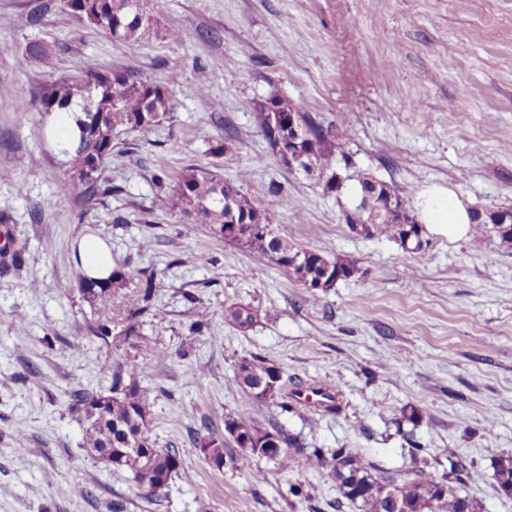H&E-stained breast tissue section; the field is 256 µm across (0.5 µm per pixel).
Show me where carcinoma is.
<instances>
[{
    "label": "carcinoma",
    "mask_w": 512,
    "mask_h": 512,
    "mask_svg": "<svg viewBox=\"0 0 512 512\" xmlns=\"http://www.w3.org/2000/svg\"><path fill=\"white\" fill-rule=\"evenodd\" d=\"M67 7L116 40L138 42L150 37L153 0H67ZM174 83L173 77L160 84L141 79L133 69H103L90 60L76 72L44 85L40 102L45 114H72L78 133L73 150L65 152L70 175L58 183L59 194L89 200L120 192L117 187L105 185L102 178L104 165L122 156V152L114 149V138L121 131L147 133L157 125L172 110ZM272 111L286 115L290 111L297 112V108L286 99L277 100L272 108L260 105L258 123L269 143L278 135L288 134L287 127L271 122ZM298 116L300 150L309 154L315 174L325 188L331 190L339 150L350 140L351 130L327 125L316 113L298 112ZM235 150L234 138L229 135L210 143L208 152L218 156ZM219 180V175L198 166L185 168L171 189L165 186L163 178L157 177L159 206L195 217L221 239L229 215L259 217L260 225H237V243L269 258L293 277L306 288L310 302L318 301L320 294L333 287L335 276L344 280L357 274L358 267L353 261L330 260L320 249H304L264 231L272 224L270 211L235 185H221ZM349 209L354 215H344V223L351 233L363 238L391 237L405 248L422 247V225L405 200L385 183H378L369 204L361 207L356 201ZM472 231L471 244L476 248L496 238L500 246L512 249V210L475 212ZM24 253V248L13 245L0 249L5 257L0 266L5 270L21 268ZM225 317L234 326L246 330L257 321L259 311L248 305L232 304L225 310ZM104 371L112 374L108 392L79 390L73 393V402L82 407L87 421L84 446L106 465L128 470L139 489L155 493L167 485L172 474L179 473V461L176 453L155 447L152 440L151 404L146 390L137 382V378L145 375L146 367L128 366L127 384L122 374L111 373L110 367H104ZM234 379L251 399L274 404L283 412L292 410L282 394V370L266 359L253 355L240 360ZM235 430L251 441L256 437L261 440L273 437L275 450L270 453L247 449L242 444L238 448L272 461L280 471L295 470L294 449L300 447L298 437L278 424L267 428L244 414L224 420V438L198 432L192 441L220 470L234 463V459L224 457V440ZM304 456L303 468L328 471L340 495L337 504H346L358 512H481L479 503L465 488L468 463L462 458L449 460V468L438 472L432 470L426 459L415 457L410 473L402 475L366 463L347 448H314ZM494 478L499 490L512 496V454L494 455Z\"/></svg>",
    "instance_id": "cac0c4a2"
}]
</instances>
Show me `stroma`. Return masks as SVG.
Here are the masks:
<instances>
[{
    "label": "stroma",
    "mask_w": 512,
    "mask_h": 512,
    "mask_svg": "<svg viewBox=\"0 0 512 512\" xmlns=\"http://www.w3.org/2000/svg\"><path fill=\"white\" fill-rule=\"evenodd\" d=\"M31 12L38 23L21 25ZM154 16L181 39L120 42L64 0H0V235L26 247L22 268L0 274V512H334L326 472L306 471L298 499L288 492L293 472L235 443L226 446L233 464L204 459L192 434L223 435L225 418L241 413L285 425L304 448H347L389 470L411 467L417 453L463 457L482 512H512L493 469L494 452L512 453V249L476 251L427 232L413 253L350 233L346 194L284 167L256 111L285 98L351 128L350 163L407 205L435 184L475 209L512 207V0H155ZM34 41L49 59L19 63ZM89 60L178 83L172 112L150 133L117 137L124 158L104 175L120 194L78 202L56 194L61 159L40 127V91ZM228 133L236 152L208 154ZM193 164L269 205L280 238L354 260L358 273L311 303L269 260L160 209L155 176L172 184ZM86 234L127 277L92 304L77 287L75 248ZM236 303L271 315L238 329L224 318ZM202 310L207 322L191 333ZM100 319L111 322V344L92 334ZM131 324L136 336L123 338ZM161 349L168 358L158 364ZM251 355L282 369L285 391L333 387L338 413L313 426L307 409L254 402L234 381ZM106 362L148 368L139 384L155 445L176 449L182 468L157 494L83 444L71 394L108 388ZM412 408L417 421H402ZM260 472L266 482H256Z\"/></svg>",
    "instance_id": "stroma-1"
}]
</instances>
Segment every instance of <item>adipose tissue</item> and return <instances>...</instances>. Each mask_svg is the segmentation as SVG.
I'll use <instances>...</instances> for the list:
<instances>
[{
  "label": "adipose tissue",
  "mask_w": 512,
  "mask_h": 512,
  "mask_svg": "<svg viewBox=\"0 0 512 512\" xmlns=\"http://www.w3.org/2000/svg\"><path fill=\"white\" fill-rule=\"evenodd\" d=\"M420 223L436 235L451 240L469 237L473 210L468 201L448 189L432 185L424 188L415 201ZM79 263L88 278L106 280L112 275V253L103 240L84 235L77 247Z\"/></svg>",
  "instance_id": "adipose-tissue-1"
}]
</instances>
